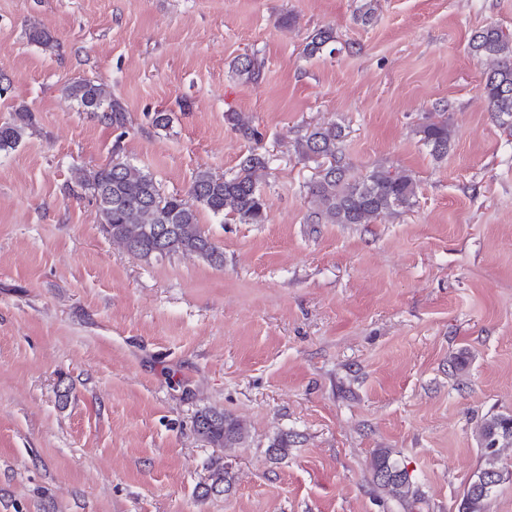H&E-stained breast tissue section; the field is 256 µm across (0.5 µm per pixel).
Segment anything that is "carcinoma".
Listing matches in <instances>:
<instances>
[{
    "label": "carcinoma",
    "instance_id": "1",
    "mask_svg": "<svg viewBox=\"0 0 512 512\" xmlns=\"http://www.w3.org/2000/svg\"><path fill=\"white\" fill-rule=\"evenodd\" d=\"M335 41L333 31L320 29L313 34L304 52L314 57ZM470 52L491 58L496 64L485 72L480 87L501 125L512 129V33L489 25L476 31L469 40ZM261 61L254 55L237 60L236 71L250 79L260 77ZM65 94L79 109L99 121L117 128L124 126L123 108L104 84L90 80L74 81ZM228 120L244 139L259 141L250 121L237 112ZM33 123L32 113L24 106L0 124V152L20 145ZM423 141L433 156L448 154L453 130L445 120L425 121L420 125ZM344 133L334 124L315 126L295 144V153L304 162L317 164V177L308 185L309 224H370L380 214L411 208L416 201V180L404 170L384 165L373 167L355 178L342 152ZM270 158L251 150L230 175L219 176L207 168L196 171L186 195H166L154 177L129 163L74 171L77 187L96 200L106 234L145 260L175 253L196 254L211 264L221 266L224 252L199 224V210L216 218L233 214L244 224H263L267 220L266 202L259 188V173L269 168ZM512 415L499 414L483 422L478 441L483 450V464L476 477L499 474L502 468L495 450L496 440ZM198 433L218 448H230L245 437L244 424L222 411L206 410L197 416ZM206 491L222 493L227 476L224 464L216 460ZM373 485L381 493L404 500L409 495L410 480L406 470L390 459V453L375 454ZM470 483L460 504L461 512H483L488 496L475 493Z\"/></svg>",
    "mask_w": 512,
    "mask_h": 512
}]
</instances>
